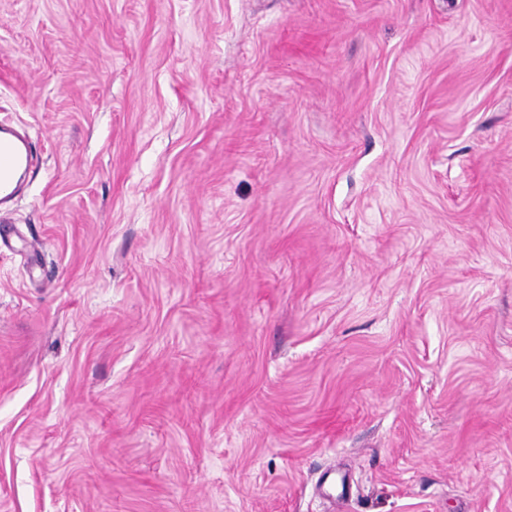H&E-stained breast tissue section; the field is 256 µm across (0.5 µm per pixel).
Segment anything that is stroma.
<instances>
[{
  "label": "stroma",
  "mask_w": 512,
  "mask_h": 512,
  "mask_svg": "<svg viewBox=\"0 0 512 512\" xmlns=\"http://www.w3.org/2000/svg\"><path fill=\"white\" fill-rule=\"evenodd\" d=\"M0 512H512V0H0ZM0 204L10 201L17 192L16 176L32 160L33 149L26 136L0 128Z\"/></svg>",
  "instance_id": "stroma-1"
}]
</instances>
